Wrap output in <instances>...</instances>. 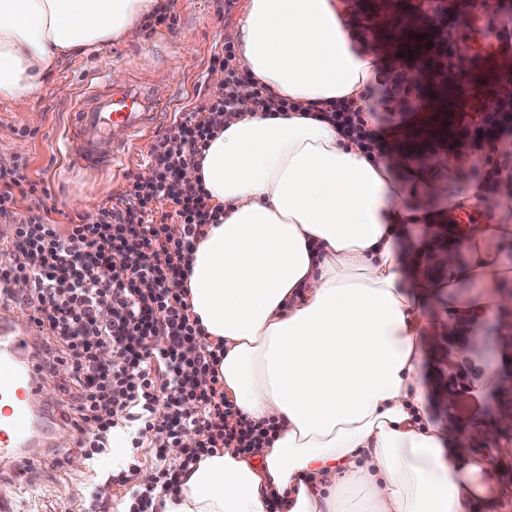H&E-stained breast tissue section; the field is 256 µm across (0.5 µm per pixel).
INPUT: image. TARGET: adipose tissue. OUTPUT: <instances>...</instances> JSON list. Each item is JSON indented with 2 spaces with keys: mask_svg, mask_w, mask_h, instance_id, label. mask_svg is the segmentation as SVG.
Wrapping results in <instances>:
<instances>
[{
  "mask_svg": "<svg viewBox=\"0 0 512 512\" xmlns=\"http://www.w3.org/2000/svg\"><path fill=\"white\" fill-rule=\"evenodd\" d=\"M155 0H0V100L19 101L76 53L134 41ZM342 0H247L230 32L248 81L298 112L217 120L200 165L220 223L208 224L183 283L206 342L223 344L225 396L256 422L273 421L269 446L226 448L179 477L160 512H470L492 477L486 457L461 456L471 432L430 419L420 372L431 326L512 306L498 292L512 265V171L483 223L462 226L438 278L407 275L436 234L435 217L471 208L482 183L448 187L401 144L367 155L319 120L345 100L378 109L377 61L356 48ZM468 260L460 262L457 253ZM468 294L447 307L427 302Z\"/></svg>",
  "mask_w": 512,
  "mask_h": 512,
  "instance_id": "1",
  "label": "adipose tissue"
}]
</instances>
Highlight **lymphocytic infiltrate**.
<instances>
[{"mask_svg":"<svg viewBox=\"0 0 512 512\" xmlns=\"http://www.w3.org/2000/svg\"><path fill=\"white\" fill-rule=\"evenodd\" d=\"M233 44H224L217 62L224 82L150 146L154 177L127 178L118 201L96 206L61 224L48 215L15 212L17 196L49 197L48 187L25 176V163L0 168V217H11L12 241L0 259V286L23 281L14 301L29 308L45 333L48 369L66 368L63 389L71 411L67 429L79 433V453L97 469L113 448L124 461L99 472L89 496V512H110L112 489L126 488L125 512H158L157 501L177 489L178 475L203 456L223 448L250 454L269 444L277 427L244 416L224 395L216 368L224 348L205 342L191 318L180 283L188 257L204 225L222 215L202 183L182 180L178 164L195 162L216 134L212 120L221 111L274 116L298 111V104L272 101L256 88L250 101L237 94L240 77ZM493 106L457 112L451 121L461 142L488 145L491 134L512 128V87L487 90ZM323 119L366 154L380 151L383 135L369 128L359 110L329 102ZM171 209L159 212L158 199ZM111 321L98 317L101 306ZM166 337L155 347L150 337ZM197 431L198 445L183 444ZM154 449L151 476L138 483L140 451Z\"/></svg>","mask_w":512,"mask_h":512,"instance_id":"lymphocytic-infiltrate-1","label":"lymphocytic infiltrate"}]
</instances>
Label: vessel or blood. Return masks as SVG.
Listing matches in <instances>:
<instances>
[{
    "instance_id": "1",
    "label": "vessel or blood",
    "mask_w": 512,
    "mask_h": 512,
    "mask_svg": "<svg viewBox=\"0 0 512 512\" xmlns=\"http://www.w3.org/2000/svg\"><path fill=\"white\" fill-rule=\"evenodd\" d=\"M180 94L169 84L119 85L105 72L89 73L72 104L76 121L65 134L70 166L116 175L130 152L172 126ZM37 334L29 315L0 320V483L9 486H29L41 449L60 445L45 411L31 407L46 376L43 352L33 342Z\"/></svg>"
}]
</instances>
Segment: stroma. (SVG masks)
I'll use <instances>...</instances> for the list:
<instances>
[{"label": "stroma", "mask_w": 512, "mask_h": 512, "mask_svg": "<svg viewBox=\"0 0 512 512\" xmlns=\"http://www.w3.org/2000/svg\"><path fill=\"white\" fill-rule=\"evenodd\" d=\"M246 0H235L226 9L225 0H177V22L143 31L138 42L115 40L100 50L77 57L61 68L48 72L41 87L18 103L0 102V166L14 159L26 161L28 179L48 187L53 220L64 222L66 214L87 211L89 204L115 201L124 190L125 179L93 176L69 170L63 146L69 104L80 87L81 73L101 68L121 72L124 80L139 79L184 87L190 104H197L205 89L213 87L215 72L211 57L224 44L229 31L244 16ZM373 11L372 0H346V21L356 47L373 53L380 65L378 122L389 116L395 93L390 59L385 45L395 34L388 26L366 31L365 19ZM460 52L468 58V71L461 79L463 88L512 85V72L502 71L496 57L470 47L467 30L458 33ZM426 358L421 376L431 392L435 419L467 425L485 421L497 435L496 444L479 436L466 445L469 453L485 455L493 478L486 496L474 501L471 512H512V428L499 424V416L512 410V340L502 338L493 344L489 356L476 357L460 373L449 374L448 361L454 344L447 335L432 331L424 339ZM499 375L491 390L481 388L487 367ZM81 480L83 491L94 482L92 470L76 477L72 463L56 465L47 459L33 494H18L19 512H69V491L74 480Z\"/></svg>", "instance_id": "stroma-1"}]
</instances>
